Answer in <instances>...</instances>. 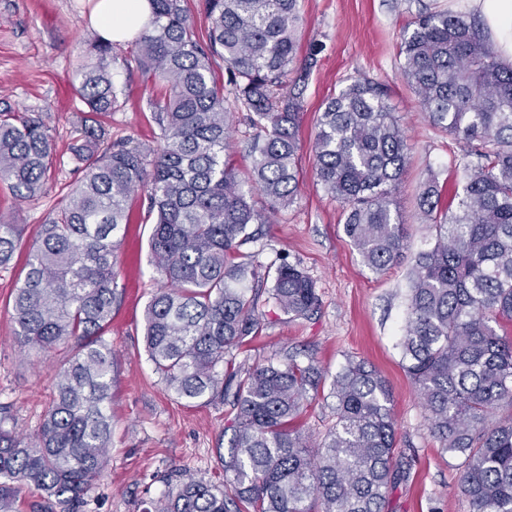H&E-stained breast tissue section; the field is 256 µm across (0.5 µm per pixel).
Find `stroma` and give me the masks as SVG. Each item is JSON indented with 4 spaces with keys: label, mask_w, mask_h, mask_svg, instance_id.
<instances>
[{
    "label": "stroma",
    "mask_w": 512,
    "mask_h": 512,
    "mask_svg": "<svg viewBox=\"0 0 512 512\" xmlns=\"http://www.w3.org/2000/svg\"><path fill=\"white\" fill-rule=\"evenodd\" d=\"M91 5L92 0H0V113L17 118L41 113L62 159L39 196L19 200L0 181V214L23 227L12 262L0 267V403L10 405L15 430L23 436L37 431L52 379L73 354L69 344L41 356L25 352L14 334L12 292L25 276L26 257L41 224L76 179L64 159L86 117L76 87L77 67L99 34L89 20ZM427 9L466 13L470 6L468 0H301V45L314 43L322 50L303 99L300 191L243 250L262 269L283 259L300 264L316 282L320 307L311 317L292 319L260 297L266 326L236 350L235 361L252 366L287 351L310 353L330 377L347 358L367 361L389 385L397 446L410 461L404 480L388 493L385 512H470L458 472L449 467L447 452L429 431L398 346L411 258L435 240L434 231L417 219L418 189L433 173L447 190L463 182V144L431 124L399 69L400 33ZM135 47L132 41L112 47L110 73L124 104L101 123L113 139L130 138L153 149L159 127L147 105L152 86L147 75L129 64ZM363 74L386 85L411 146L394 194L408 230V249L405 258L380 274L364 267L345 236L343 206L317 181L312 150L326 99ZM128 213L117 252L118 296L106 332L118 355L112 371V453L103 477L85 497L83 512H141V501L167 493L165 477L178 469L223 483L217 451L227 448L231 436L228 403L217 399L185 405L153 370L141 327L150 295L163 282L149 262L153 220L143 194L132 196Z\"/></svg>",
    "instance_id": "1"
}]
</instances>
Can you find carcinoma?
<instances>
[{
  "mask_svg": "<svg viewBox=\"0 0 512 512\" xmlns=\"http://www.w3.org/2000/svg\"><path fill=\"white\" fill-rule=\"evenodd\" d=\"M151 2L135 62L162 88L148 99L160 145L114 141L87 120L70 146L74 188L41 225L14 289V334L28 350L70 340L78 350L56 372L33 436L5 428L13 416L0 405V512H13L32 487L44 493L33 512H81L104 473L116 359L105 330L126 202L138 191L154 216L151 264L166 282L144 311L148 359L176 398L222 397L234 411L228 453L217 449L224 485L181 470L143 512H383L407 462L382 375L349 357L327 386L312 356L288 352L245 369L233 353L263 330L262 293L294 319L320 303L299 265L283 261L260 274L241 251L254 239L249 226L270 222L252 206L253 192L274 212L300 189L298 129L320 48L311 45L288 79L301 41L299 0H202L203 37L184 0ZM111 55L112 43L100 39L80 65L77 92L91 114L122 105ZM215 56L229 69L235 109L256 130L246 180L226 158L232 121ZM398 57L430 122L467 147L456 210L440 205L436 178L420 186V223L435 230V242L411 266L402 358L430 433L456 460L471 512H512V336L498 332L512 324V67L497 60L476 18L446 11L420 13ZM313 149L317 180L344 204L345 236L367 269L384 272L407 249L393 194L409 150L385 86L362 75L328 99ZM54 155L40 113L17 123L0 113V180L19 199L42 192ZM19 232L0 215V266L12 261ZM249 279L271 287L249 295ZM323 392L335 422L311 442L297 421ZM501 410L508 415L491 423Z\"/></svg>",
  "mask_w": 512,
  "mask_h": 512,
  "instance_id": "1",
  "label": "carcinoma"
}]
</instances>
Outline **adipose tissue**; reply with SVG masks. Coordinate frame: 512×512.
<instances>
[{
    "label": "adipose tissue",
    "mask_w": 512,
    "mask_h": 512,
    "mask_svg": "<svg viewBox=\"0 0 512 512\" xmlns=\"http://www.w3.org/2000/svg\"><path fill=\"white\" fill-rule=\"evenodd\" d=\"M499 59L512 64V0H471ZM152 15L151 0H96L92 22L109 41L137 37Z\"/></svg>",
    "instance_id": "obj_1"
}]
</instances>
